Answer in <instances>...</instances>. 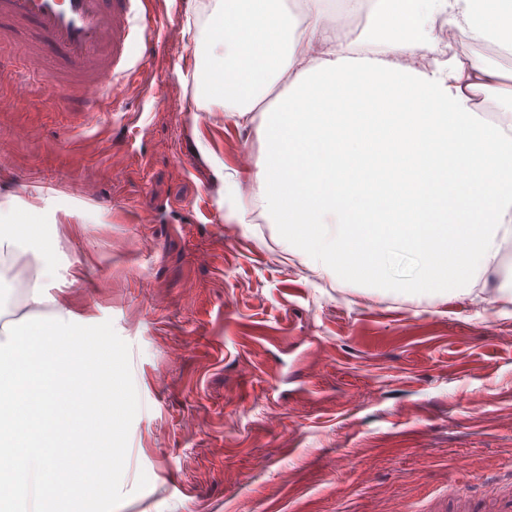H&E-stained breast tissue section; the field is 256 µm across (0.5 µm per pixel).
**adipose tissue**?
I'll list each match as a JSON object with an SVG mask.
<instances>
[{
	"label": "adipose tissue",
	"instance_id": "ef3b65f1",
	"mask_svg": "<svg viewBox=\"0 0 512 512\" xmlns=\"http://www.w3.org/2000/svg\"><path fill=\"white\" fill-rule=\"evenodd\" d=\"M304 20L286 0H210L224 31L221 53L204 46L196 103L223 101L230 114L258 111L280 78L288 91L257 133L270 157L257 180L274 223L288 227L313 261L379 291L447 295L488 287L498 274L493 244L512 223V0H345L334 26L325 0H305ZM459 36L438 41L436 29ZM373 102L390 134L370 136L355 181L340 177L349 122L337 100ZM290 149L293 165L277 162ZM375 154L402 158L416 178L382 208L365 185H389ZM477 218L448 236V174Z\"/></svg>",
	"mask_w": 512,
	"mask_h": 512
}]
</instances>
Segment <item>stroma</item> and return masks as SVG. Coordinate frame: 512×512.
<instances>
[{
	"label": "stroma",
	"mask_w": 512,
	"mask_h": 512,
	"mask_svg": "<svg viewBox=\"0 0 512 512\" xmlns=\"http://www.w3.org/2000/svg\"><path fill=\"white\" fill-rule=\"evenodd\" d=\"M202 3L136 0L97 112L0 48V93L31 84L0 112V342L51 318L129 344L116 512H512V251L480 296L303 275L284 225L252 211L253 123L195 108Z\"/></svg>",
	"instance_id": "35a3bbf8"
}]
</instances>
